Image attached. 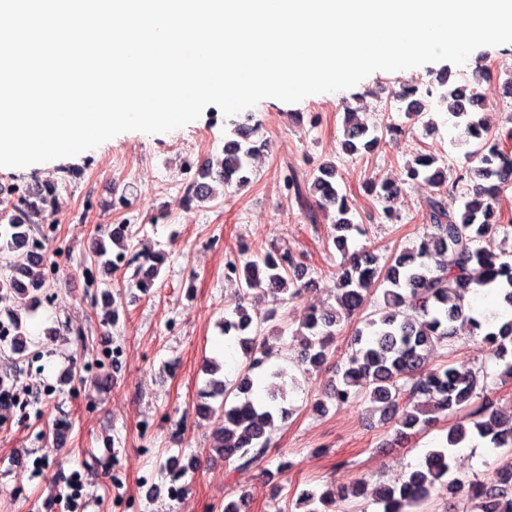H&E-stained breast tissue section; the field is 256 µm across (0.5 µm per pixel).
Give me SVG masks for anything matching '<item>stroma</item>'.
<instances>
[{"label":"stroma","mask_w":512,"mask_h":512,"mask_svg":"<svg viewBox=\"0 0 512 512\" xmlns=\"http://www.w3.org/2000/svg\"><path fill=\"white\" fill-rule=\"evenodd\" d=\"M474 63L453 66L442 61L418 67L410 76L375 72L356 86L309 97L297 103L265 99L236 118L214 105L195 121L162 134L125 132L78 156L24 169H0V198L16 201L29 187L58 182L55 208L41 221L54 225L58 277L32 313L22 314L27 349L16 354L0 341V377L17 387L54 386L51 395L28 400L25 410L0 414V512H60V497L73 471L85 479L86 512H223L225 496L247 494L251 512H275L301 489L363 479L369 486L391 482L417 469L426 453L444 440L449 421L397 441L395 426L382 423L370 402L333 408L323 416L311 405L319 398L330 372L302 375L295 352L273 348L268 365L285 369L290 416L273 433L274 456L246 470L228 472L223 460L210 457L212 434L223 425L220 413L196 416L194 407L210 376L208 361L232 380L244 366L237 344L223 337L219 323L229 310L231 290L224 266L235 259H256L273 246L305 252L309 274L304 289L280 305L256 302L259 311L276 308L272 333L291 337L309 307L335 304L336 271L343 258L326 239L331 222L311 217L310 204L298 201L284 186L286 174L307 180L326 163L351 201L356 224L353 249L377 247L381 257L413 246L425 231L423 216L433 185L407 186L395 205L397 217L386 220L384 204L366 191L368 183L398 176L413 153L430 150L446 155L449 170L466 166L464 148L455 147L461 131L445 108L431 106L436 130L398 109L404 85L416 83L428 92L436 73L472 82L488 105L494 133L512 127V98L496 83L512 71V45L481 47ZM367 107L369 123L400 126L369 153L349 155L340 149L346 108ZM246 121L267 140L247 187H231L223 196L192 208L183 204V188L206 161L221 156L224 131L232 121ZM108 224H126L130 249L150 248L166 260L150 293L131 287L128 275H106L110 298L92 304L81 269L109 236ZM112 323H105L108 312ZM78 325L83 335L63 334V325ZM125 350L121 363L94 368L112 347ZM485 368L488 387L512 409V381L502 382V364L480 337L461 334L452 349L441 350L433 364L451 356ZM66 420L58 443L55 423ZM194 462L182 478V500L168 495L169 456ZM507 449L471 441L460 451L463 478L492 479ZM22 467H15V457ZM292 467L277 472L280 460ZM40 477H32L33 466Z\"/></svg>","instance_id":"obj_1"}]
</instances>
